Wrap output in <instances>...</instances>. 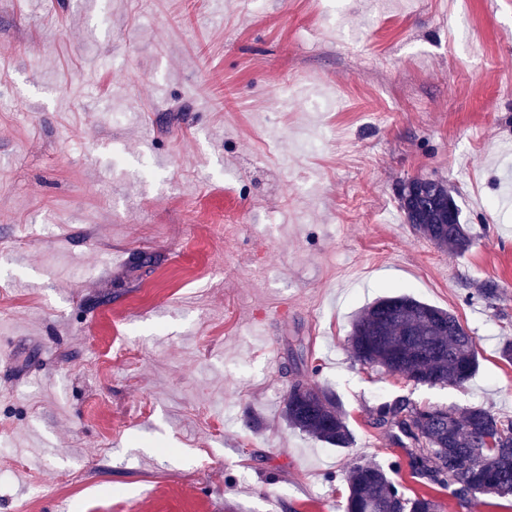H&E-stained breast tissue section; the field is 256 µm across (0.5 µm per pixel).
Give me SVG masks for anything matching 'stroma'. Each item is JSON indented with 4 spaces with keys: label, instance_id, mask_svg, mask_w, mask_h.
Segmentation results:
<instances>
[{
    "label": "stroma",
    "instance_id": "1",
    "mask_svg": "<svg viewBox=\"0 0 512 512\" xmlns=\"http://www.w3.org/2000/svg\"><path fill=\"white\" fill-rule=\"evenodd\" d=\"M416 176L456 191L465 255L406 223ZM399 292L470 332L468 382L351 357ZM510 337L512 0H0V512H345L356 458L441 512H512L412 476L372 419H512ZM298 378L352 447L287 426Z\"/></svg>",
    "mask_w": 512,
    "mask_h": 512
}]
</instances>
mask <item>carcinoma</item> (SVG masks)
I'll return each instance as SVG.
<instances>
[{
	"instance_id": "obj_1",
	"label": "carcinoma",
	"mask_w": 512,
	"mask_h": 512,
	"mask_svg": "<svg viewBox=\"0 0 512 512\" xmlns=\"http://www.w3.org/2000/svg\"><path fill=\"white\" fill-rule=\"evenodd\" d=\"M442 181L412 177L398 187V205L414 232L442 251L464 254L473 235ZM350 346L357 361L416 385H462L478 368L474 341L450 311L410 294L382 296L352 321ZM288 426L336 448L353 435L329 390L302 379L283 401ZM374 424L407 442L414 474L460 498L482 494L512 498V419L475 405L465 409L419 406L396 398L372 410ZM346 512H440L428 494L407 497L382 466L356 463L345 476Z\"/></svg>"
}]
</instances>
